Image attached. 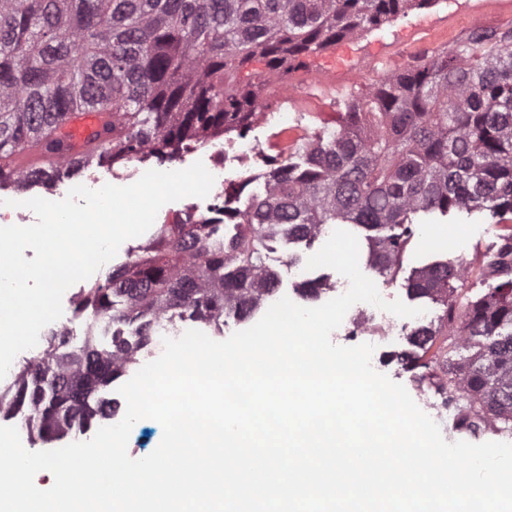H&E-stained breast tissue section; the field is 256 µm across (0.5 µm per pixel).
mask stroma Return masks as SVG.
Returning a JSON list of instances; mask_svg holds the SVG:
<instances>
[{
	"instance_id": "35a3bbf8",
	"label": "stroma",
	"mask_w": 512,
	"mask_h": 512,
	"mask_svg": "<svg viewBox=\"0 0 512 512\" xmlns=\"http://www.w3.org/2000/svg\"><path fill=\"white\" fill-rule=\"evenodd\" d=\"M477 27L489 31L512 28V0H432L431 4L407 9L404 15L381 27L338 39L325 50L305 57L304 67L289 74L288 93L275 94L270 84L261 87L260 94L266 100L265 115L253 122L246 136L262 143L268 163L279 162L287 151H304L342 126L348 112L387 76L404 69L415 57L444 51ZM284 113L293 126L286 134L282 133L280 123ZM205 154V148L191 149L179 153L170 163L184 169L203 160ZM170 163L151 158L144 162L96 165L52 186L34 185L29 193L60 200L74 186L90 188L98 181L113 184L118 177L159 171ZM498 232V226L485 210H460L446 215L423 212L415 217V234L396 277L379 274L364 257L360 258L359 266L384 300L398 299L408 306L422 308V315L409 319V327L427 325L439 320L443 308L427 298L409 297L406 281L410 274L438 261L455 263L468 259L472 268L458 281V292L464 297H478L490 282L480 274L477 265L495 244ZM323 244L320 238L309 244L281 239L272 242L269 264L279 274L278 296L288 297L303 307H317L334 295L345 293L344 278L337 271L306 267L308 257ZM309 281L324 282L328 289L315 297L305 295L301 287ZM373 344L372 366L376 371L404 385L408 393L423 389L432 401L442 402L437 388L421 387L418 377L402 368L399 357L410 348L407 334L392 339L378 337Z\"/></svg>"
}]
</instances>
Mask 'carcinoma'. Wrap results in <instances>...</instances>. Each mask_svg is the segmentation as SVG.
<instances>
[{
	"label": "carcinoma",
	"instance_id": "carcinoma-1",
	"mask_svg": "<svg viewBox=\"0 0 512 512\" xmlns=\"http://www.w3.org/2000/svg\"><path fill=\"white\" fill-rule=\"evenodd\" d=\"M428 0H0V161L25 145L61 155L56 133L70 112L112 113L107 138L77 162L15 174L0 165V188L55 182L94 164L172 159L219 133L243 132L258 115L259 83L244 73L254 58L288 72L302 55L377 28ZM480 209L512 223V28H476L449 49L417 59L350 113L302 161L272 168L265 190L224 223L206 218L163 224L158 249L80 292L82 343L63 327L0 388V415L18 418L34 441L50 443L106 418L99 389L136 364L158 319L189 315L219 325L227 308L249 315L278 286L268 242L311 241L329 224L373 232L370 256L394 275L420 211ZM239 228L224 237V224ZM496 284L461 301L462 264H437L408 279L416 297L439 302L437 325L410 330L402 363L447 370L437 385L465 395L461 426L497 418L512 430V226L484 256ZM465 308L464 318L458 309ZM131 329L132 339L122 328ZM112 331L111 344L98 334ZM474 341L453 359L456 336Z\"/></svg>",
	"mask_w": 512,
	"mask_h": 512
}]
</instances>
